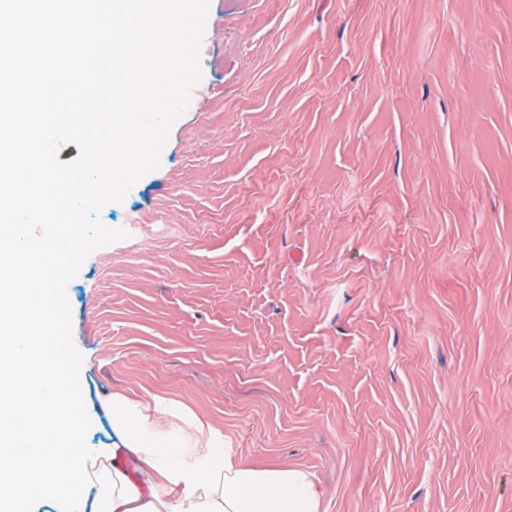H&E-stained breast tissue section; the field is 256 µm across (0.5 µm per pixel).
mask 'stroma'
Masks as SVG:
<instances>
[{"label": "stroma", "instance_id": "1", "mask_svg": "<svg viewBox=\"0 0 512 512\" xmlns=\"http://www.w3.org/2000/svg\"><path fill=\"white\" fill-rule=\"evenodd\" d=\"M67 286L87 444L161 397L321 512H512V0H211Z\"/></svg>", "mask_w": 512, "mask_h": 512}]
</instances>
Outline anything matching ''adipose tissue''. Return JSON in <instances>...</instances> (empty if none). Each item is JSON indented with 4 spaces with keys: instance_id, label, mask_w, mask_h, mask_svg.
I'll return each instance as SVG.
<instances>
[{
    "instance_id": "ef3b65f1",
    "label": "adipose tissue",
    "mask_w": 512,
    "mask_h": 512,
    "mask_svg": "<svg viewBox=\"0 0 512 512\" xmlns=\"http://www.w3.org/2000/svg\"><path fill=\"white\" fill-rule=\"evenodd\" d=\"M154 412L174 418L170 430H156L136 405L113 401L124 445L90 468L97 493L88 512H320L307 472L246 467L218 437L199 447L193 435L203 424L173 404L156 400ZM137 470L144 481L133 479Z\"/></svg>"
}]
</instances>
